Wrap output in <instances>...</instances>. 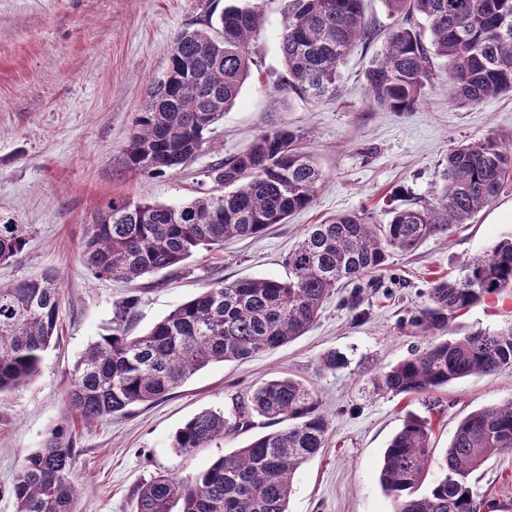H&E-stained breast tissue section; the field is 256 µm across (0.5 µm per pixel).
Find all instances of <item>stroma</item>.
<instances>
[{"label":"stroma","mask_w":512,"mask_h":512,"mask_svg":"<svg viewBox=\"0 0 512 512\" xmlns=\"http://www.w3.org/2000/svg\"><path fill=\"white\" fill-rule=\"evenodd\" d=\"M227 0H0V215L32 227L23 256L0 264V282L56 271L63 280L59 339L38 375L0 394V512H15L11 494L22 457L51 429L68 423L76 439L70 479L76 512H131L132 495L151 475L186 478L247 445L254 431L225 437L216 447L184 456L175 432L203 409L224 411L278 376L309 382L330 417L321 452L297 471L288 512H395L381 488L383 453L407 414L433 419L434 448L443 454L461 419L512 398V370L452 381L432 397L385 393L373 377L407 357L421 339L406 320L433 282L453 279L467 258L484 255L512 235V174L489 207L450 232L428 237L408 253H393L359 306L349 290L324 303L315 324L278 349L206 367L166 399L124 417L93 423L66 418L65 392L89 344L108 333L116 304L137 296L136 330L144 333L215 279L285 278V260L307 225L343 213L385 210L432 201L448 154L488 136L512 143V95L459 106L443 85L447 66L432 63L431 89L409 112H384L369 101L364 71L396 19L383 0H364L376 36L356 44L342 66L335 101L313 103L283 88L279 51L286 0H250L264 14L251 48V70L235 103L187 165L140 176L121 164L132 118L150 83L168 67L175 37L219 15ZM301 136L320 163L325 183L313 204L261 236L202 251L186 272H164L135 284L94 278L79 258L87 224L112 196L174 206L193 196L216 160L246 149L271 123ZM457 334L512 328V290L485 297L455 320ZM336 350L348 364L319 368ZM475 491L512 508V451L471 476Z\"/></svg>","instance_id":"obj_1"}]
</instances>
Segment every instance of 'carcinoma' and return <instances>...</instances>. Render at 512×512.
<instances>
[{
    "label": "carcinoma",
    "mask_w": 512,
    "mask_h": 512,
    "mask_svg": "<svg viewBox=\"0 0 512 512\" xmlns=\"http://www.w3.org/2000/svg\"><path fill=\"white\" fill-rule=\"evenodd\" d=\"M388 11L420 16L426 32L401 23L365 72L371 103L409 112L426 95L430 59L448 61V96L460 106L512 94V0H384ZM261 10L230 4L218 23L179 33L162 78L152 82L134 113L123 165L135 175H161L192 160L207 134L238 98L250 74L251 42ZM362 0H288L279 49L284 89L317 102L336 97L340 67L355 42L369 38ZM512 171V147L494 137L463 143L448 154L433 201L393 209L382 223L345 213L310 224L288 253V279L217 280L179 304L144 334L134 332L138 297L115 308L112 333L86 350L65 394L66 415L83 422L124 415L169 396L214 363L240 361L304 335L328 296L353 286L359 301L364 275L382 270L394 252H411L426 238L465 224L490 206ZM205 177L224 193L200 188L178 206L114 196L87 225L83 265L98 279L135 282L162 271L178 273L195 254L254 238L309 208L324 181L320 165L287 124L260 131L244 151L215 163ZM28 224L0 221V263L18 260ZM512 288V236L463 264L454 280L440 278L411 318L425 346L374 377L377 389L429 394L474 374L512 368V329L475 330L446 338L459 313L484 296ZM62 282L54 271L0 284V394L32 380L58 338ZM346 357L329 351L320 369L338 370ZM269 431L220 456L186 479L159 472L134 492L133 512H288L295 473L325 447L330 420L315 389L278 377L235 403L229 413L203 410L172 439L183 455L210 448L224 436ZM432 420L407 415L391 438L380 468L383 489L398 512H497L473 489L470 476L512 450V399L461 420L440 461L434 460ZM74 440L53 430L41 448L23 456L12 493L16 512H74L69 478ZM437 474L428 479L431 467Z\"/></svg>",
    "instance_id": "obj_1"
}]
</instances>
